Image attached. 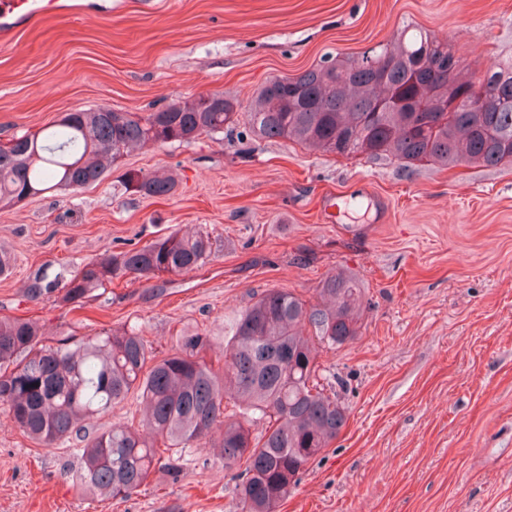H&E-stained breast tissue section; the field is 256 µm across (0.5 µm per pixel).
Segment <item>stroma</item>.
<instances>
[{
  "mask_svg": "<svg viewBox=\"0 0 512 512\" xmlns=\"http://www.w3.org/2000/svg\"><path fill=\"white\" fill-rule=\"evenodd\" d=\"M447 39L466 73L512 55V0H112V15L58 13L0 37V142L64 113H148L221 92L247 102L275 77L360 55L404 27ZM147 145L102 180L0 207V317L45 336L134 326L157 356L184 328L216 336L251 298L314 299L343 269L364 291L357 336L323 348L347 411L338 438L279 512H512V166L345 158L282 139ZM165 171L152 198L127 172ZM178 232L216 242L198 270L116 282L83 309L29 301L37 270ZM214 428L173 482L156 472L125 499L73 489L74 441L45 448L0 414V512H239Z\"/></svg>",
  "mask_w": 512,
  "mask_h": 512,
  "instance_id": "35a3bbf8",
  "label": "stroma"
}]
</instances>
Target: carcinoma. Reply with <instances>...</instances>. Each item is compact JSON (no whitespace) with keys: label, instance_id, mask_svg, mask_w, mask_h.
Listing matches in <instances>:
<instances>
[{"label":"carcinoma","instance_id":"carcinoma-1","mask_svg":"<svg viewBox=\"0 0 512 512\" xmlns=\"http://www.w3.org/2000/svg\"><path fill=\"white\" fill-rule=\"evenodd\" d=\"M448 43L424 31L401 32L356 58L320 64L278 78L240 102L215 92L180 99L147 115L80 109L59 123L12 139L0 154V205L13 206L49 189L77 191L100 181L125 154L149 142H192L224 134L241 138L238 125L261 138L293 140L342 157L363 156L404 168L423 162L442 167L512 165V58L487 70L511 102L474 112L472 78L456 69L434 75L424 55ZM457 88L448 100V84ZM443 112L411 108L427 88ZM126 183L147 197H167L175 181L166 173L129 172ZM214 254L208 234L171 233L142 246L104 251L69 274H36L25 292L81 309L84 299L116 280L148 282L197 269ZM313 303L279 288L263 291L216 337L186 329L171 352L157 358L138 330L104 331L49 344L26 318H0V409L21 433L50 447L77 441L81 466L72 473L85 493L126 498L156 468L177 481L187 449L224 426V466L237 474L240 512H278L311 460L336 440L345 408L324 392L318 352L342 345L360 328L361 288L337 272L316 289ZM222 348V366L207 352ZM135 392L145 414L90 434L93 420ZM262 426L251 436V426Z\"/></svg>","mask_w":512,"mask_h":512}]
</instances>
